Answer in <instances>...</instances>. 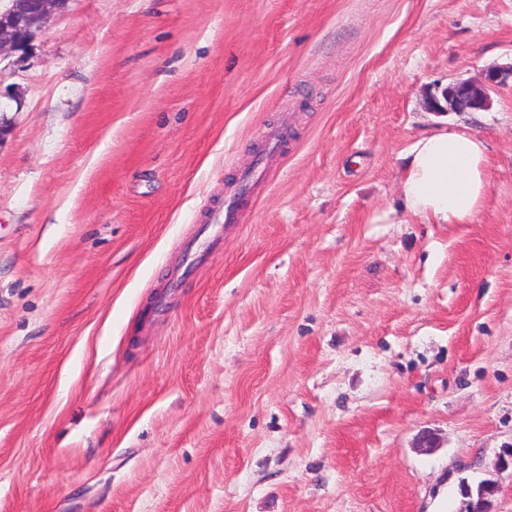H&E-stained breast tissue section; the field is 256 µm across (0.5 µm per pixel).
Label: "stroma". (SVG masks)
Returning <instances> with one entry per match:
<instances>
[{
    "mask_svg": "<svg viewBox=\"0 0 512 512\" xmlns=\"http://www.w3.org/2000/svg\"><path fill=\"white\" fill-rule=\"evenodd\" d=\"M511 65L512 0H69L0 59V512H512V82L426 108ZM451 125L487 198L427 224ZM512 81V66L507 69L487 71L484 80L475 83L469 80L448 85L443 92L442 100L431 95L427 101V109L431 112H478L487 111L491 107L490 91ZM399 181L404 211L427 224H469L487 196L486 145L476 134L440 128L407 152ZM497 492V487L491 482H482L478 485L476 493L473 488L465 486L463 495L468 499L467 509L464 512H491V498Z\"/></svg>",
    "mask_w": 512,
    "mask_h": 512,
    "instance_id": "stroma-1",
    "label": "stroma"
}]
</instances>
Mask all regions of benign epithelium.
I'll list each match as a JSON object with an SVG mask.
<instances>
[{
	"mask_svg": "<svg viewBox=\"0 0 512 512\" xmlns=\"http://www.w3.org/2000/svg\"><path fill=\"white\" fill-rule=\"evenodd\" d=\"M67 3L68 0H6V5L0 6V58L28 49L50 18L64 10ZM510 79L512 66L488 71L479 83L469 80L452 83L442 97H429L427 109L431 112L486 111L491 107L490 91ZM496 492L497 487L491 482H483L475 489L464 487L465 512H491V498Z\"/></svg>",
	"mask_w": 512,
	"mask_h": 512,
	"instance_id": "7a95c632",
	"label": "benign epithelium"
}]
</instances>
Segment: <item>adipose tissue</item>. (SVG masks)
Masks as SVG:
<instances>
[{
  "label": "adipose tissue",
  "instance_id": "obj_1",
  "mask_svg": "<svg viewBox=\"0 0 512 512\" xmlns=\"http://www.w3.org/2000/svg\"><path fill=\"white\" fill-rule=\"evenodd\" d=\"M486 145L476 134L440 128L406 154L399 181L405 212L429 224H468L487 196Z\"/></svg>",
  "mask_w": 512,
  "mask_h": 512
}]
</instances>
